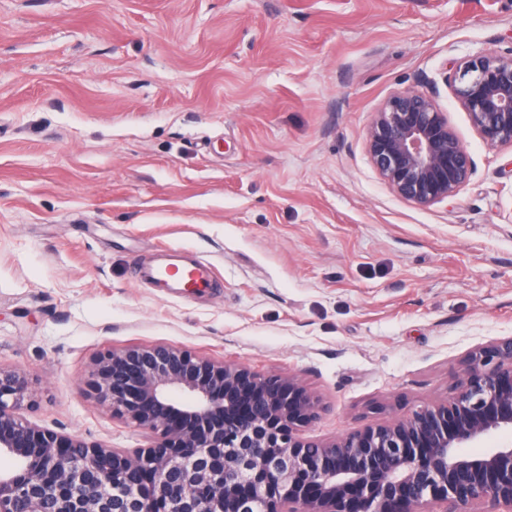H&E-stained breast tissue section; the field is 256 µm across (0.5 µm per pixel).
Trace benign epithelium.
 Wrapping results in <instances>:
<instances>
[{
    "instance_id": "7a95c632",
    "label": "benign epithelium",
    "mask_w": 512,
    "mask_h": 512,
    "mask_svg": "<svg viewBox=\"0 0 512 512\" xmlns=\"http://www.w3.org/2000/svg\"><path fill=\"white\" fill-rule=\"evenodd\" d=\"M489 147H512V56L479 52L445 76ZM370 162L402 199L431 207L474 172L434 94H391L366 131ZM87 386L148 435L88 444L19 413L26 375L0 368V512H512V336L471 352L447 402L332 439H303L315 401L296 377L262 375L166 345L107 349Z\"/></svg>"
}]
</instances>
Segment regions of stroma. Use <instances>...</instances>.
Instances as JSON below:
<instances>
[{
	"label": "stroma",
	"instance_id": "1",
	"mask_svg": "<svg viewBox=\"0 0 512 512\" xmlns=\"http://www.w3.org/2000/svg\"><path fill=\"white\" fill-rule=\"evenodd\" d=\"M512 53V0H0V366L28 421L148 438L88 396L106 348L299 376L327 439L450 398L512 336V148L444 82ZM437 89L475 170L422 208L370 163L396 91ZM180 250L217 284L142 265ZM163 261L146 267L142 271V276L154 284L157 288H182L184 282L192 288L206 289L212 288L214 273L210 265L203 262H194L184 259L177 251L166 255ZM176 267L184 269V281L169 276V268Z\"/></svg>",
	"mask_w": 512,
	"mask_h": 512
}]
</instances>
